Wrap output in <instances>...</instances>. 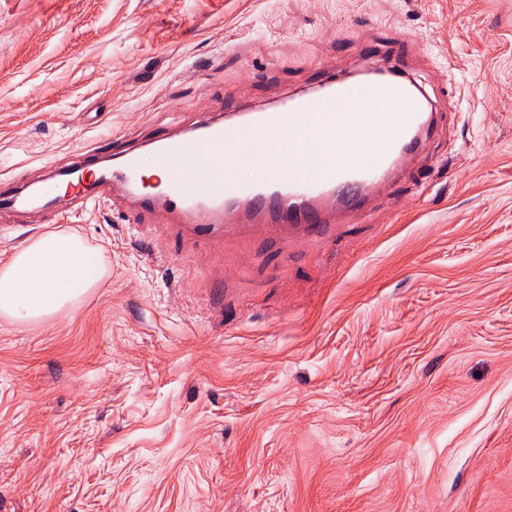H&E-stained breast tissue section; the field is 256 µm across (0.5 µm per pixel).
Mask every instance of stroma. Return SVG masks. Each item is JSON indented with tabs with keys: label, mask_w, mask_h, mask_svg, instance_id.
<instances>
[{
	"label": "stroma",
	"mask_w": 512,
	"mask_h": 512,
	"mask_svg": "<svg viewBox=\"0 0 512 512\" xmlns=\"http://www.w3.org/2000/svg\"><path fill=\"white\" fill-rule=\"evenodd\" d=\"M380 40L449 111L373 219L63 224L107 274L0 315V512H512V0H0V178ZM53 230L0 222V265Z\"/></svg>",
	"instance_id": "1"
}]
</instances>
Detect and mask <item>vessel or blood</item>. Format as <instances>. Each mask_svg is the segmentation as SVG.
<instances>
[{"label": "vessel or blood", "instance_id": "1", "mask_svg": "<svg viewBox=\"0 0 512 512\" xmlns=\"http://www.w3.org/2000/svg\"><path fill=\"white\" fill-rule=\"evenodd\" d=\"M375 97L398 105L401 119L388 123L382 111L365 116L383 132L373 156L307 152L303 136L335 130L348 106ZM439 115L404 64L368 44L344 73L320 69L309 87L267 105L243 103L204 115L190 129L158 130L147 145L115 153L112 166L102 167L98 148L85 147L65 169L49 168L35 190L0 181V214L40 211L58 224L67 213L120 196L131 218L156 214L210 243L259 226L331 237L351 213L366 210L371 189L394 181L422 153ZM147 162L163 176L151 189Z\"/></svg>", "mask_w": 512, "mask_h": 512}]
</instances>
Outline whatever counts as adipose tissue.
I'll list each match as a JSON object with an SVG mask.
<instances>
[{
    "label": "adipose tissue",
    "mask_w": 512,
    "mask_h": 512,
    "mask_svg": "<svg viewBox=\"0 0 512 512\" xmlns=\"http://www.w3.org/2000/svg\"><path fill=\"white\" fill-rule=\"evenodd\" d=\"M99 256L77 234L53 232L0 271V315L31 322L85 297L104 278Z\"/></svg>",
    "instance_id": "obj_1"
}]
</instances>
